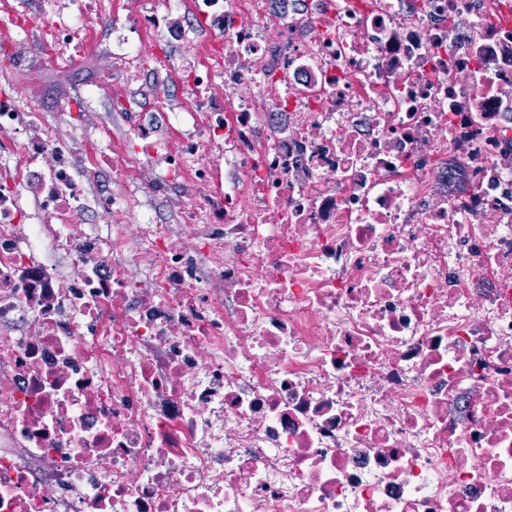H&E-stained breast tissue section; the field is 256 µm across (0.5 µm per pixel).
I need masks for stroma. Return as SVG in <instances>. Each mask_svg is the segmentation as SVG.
Instances as JSON below:
<instances>
[{"mask_svg": "<svg viewBox=\"0 0 512 512\" xmlns=\"http://www.w3.org/2000/svg\"><path fill=\"white\" fill-rule=\"evenodd\" d=\"M114 38L112 30H96L82 47L79 59L66 71L54 72L39 67V39L31 37L24 57L14 62L0 60V93L17 94L20 108L41 112L60 141L80 138L94 146L103 139L111 144L113 155H120L122 143L129 141L133 130L125 106L130 100H138L140 86H148L150 94L173 104H185L190 97L187 85L154 70L155 53L166 50L178 66L193 61L194 55L178 42L166 41L161 33L145 34L143 53L136 65L138 78L133 81L112 66L108 49ZM91 84L100 85L98 94H87ZM147 169L146 162H133V185L129 190L132 209L111 215L110 223H131L134 211L141 208L156 212L167 223H176L177 215L170 205L172 193L152 189L145 181Z\"/></svg>", "mask_w": 512, "mask_h": 512, "instance_id": "35a3bbf8", "label": "stroma"}]
</instances>
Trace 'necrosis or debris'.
<instances>
[{"label": "necrosis or debris", "instance_id": "obj_1", "mask_svg": "<svg viewBox=\"0 0 512 512\" xmlns=\"http://www.w3.org/2000/svg\"><path fill=\"white\" fill-rule=\"evenodd\" d=\"M98 2L0 48L66 69ZM199 13L177 144L132 138L179 223L78 230L127 169L0 94V512H512V0Z\"/></svg>", "mask_w": 512, "mask_h": 512}]
</instances>
